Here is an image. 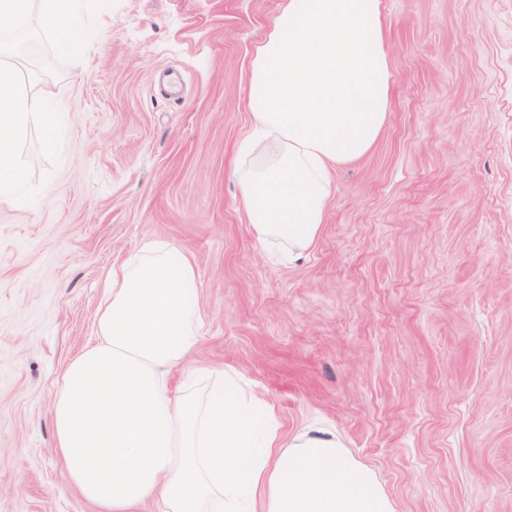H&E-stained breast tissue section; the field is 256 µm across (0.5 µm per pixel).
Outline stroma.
<instances>
[{
	"label": "stroma",
	"instance_id": "obj_1",
	"mask_svg": "<svg viewBox=\"0 0 512 512\" xmlns=\"http://www.w3.org/2000/svg\"><path fill=\"white\" fill-rule=\"evenodd\" d=\"M281 2L118 0L79 60H16L63 141L50 161L29 128L36 196L0 201V512H94L51 405L113 264L150 242L193 258L197 359L283 435L336 431L396 512H512V0H382L386 123L290 265L229 174Z\"/></svg>",
	"mask_w": 512,
	"mask_h": 512
}]
</instances>
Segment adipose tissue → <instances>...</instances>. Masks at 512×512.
Listing matches in <instances>:
<instances>
[{
	"label": "adipose tissue",
	"mask_w": 512,
	"mask_h": 512,
	"mask_svg": "<svg viewBox=\"0 0 512 512\" xmlns=\"http://www.w3.org/2000/svg\"><path fill=\"white\" fill-rule=\"evenodd\" d=\"M380 0H284L256 46L254 132L232 167L260 242L318 240L330 172L375 143L390 104ZM195 267L150 245L110 275L96 340L69 361L51 407L66 481L96 512H395L335 432L290 437L237 373L193 360Z\"/></svg>",
	"instance_id": "adipose-tissue-1"
}]
</instances>
